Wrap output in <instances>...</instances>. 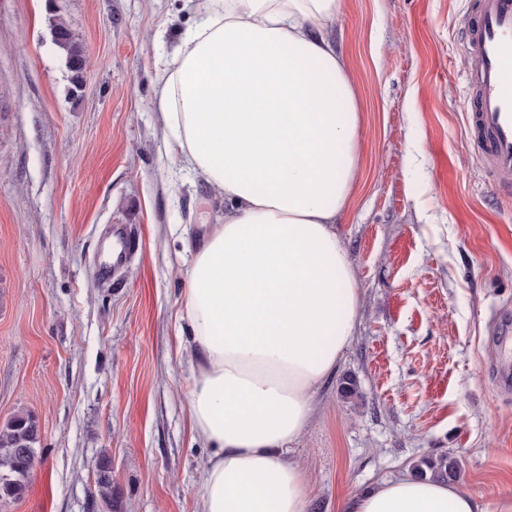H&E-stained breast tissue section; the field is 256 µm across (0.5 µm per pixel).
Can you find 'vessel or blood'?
<instances>
[{
	"mask_svg": "<svg viewBox=\"0 0 512 512\" xmlns=\"http://www.w3.org/2000/svg\"><path fill=\"white\" fill-rule=\"evenodd\" d=\"M467 48L475 60L472 127L488 170L512 184V0H478L467 23Z\"/></svg>",
	"mask_w": 512,
	"mask_h": 512,
	"instance_id": "vessel-or-blood-1",
	"label": "vessel or blood"
}]
</instances>
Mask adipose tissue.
I'll use <instances>...</instances> for the list:
<instances>
[{"instance_id":"obj_1","label":"adipose tissue","mask_w":512,"mask_h":512,"mask_svg":"<svg viewBox=\"0 0 512 512\" xmlns=\"http://www.w3.org/2000/svg\"><path fill=\"white\" fill-rule=\"evenodd\" d=\"M341 5L196 0L194 25L156 72L170 153L226 203L222 223L198 227L180 308L193 433L212 450L202 512L310 509L292 446L361 299L336 231L360 128L346 62L324 33ZM343 512H512V492L405 475L354 493Z\"/></svg>"}]
</instances>
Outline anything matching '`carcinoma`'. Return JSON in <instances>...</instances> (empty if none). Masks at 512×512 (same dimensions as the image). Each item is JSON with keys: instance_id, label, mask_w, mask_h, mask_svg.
I'll return each mask as SVG.
<instances>
[{"instance_id": "1", "label": "carcinoma", "mask_w": 512, "mask_h": 512, "mask_svg": "<svg viewBox=\"0 0 512 512\" xmlns=\"http://www.w3.org/2000/svg\"><path fill=\"white\" fill-rule=\"evenodd\" d=\"M53 43L66 55L72 73L71 92L76 94L84 85L86 59L81 45L69 28L61 21L52 24ZM40 433L35 417L27 411H19L0 424V505L23 497L27 491L32 470L42 463L39 448ZM99 467L103 475L96 485L106 503H112V467L102 459ZM459 472L457 460L446 455H431L421 458L413 465L418 477L430 475L437 479H452Z\"/></svg>"}]
</instances>
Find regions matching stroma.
Wrapping results in <instances>:
<instances>
[{
	"label": "stroma",
	"instance_id": "stroma-1",
	"mask_svg": "<svg viewBox=\"0 0 512 512\" xmlns=\"http://www.w3.org/2000/svg\"><path fill=\"white\" fill-rule=\"evenodd\" d=\"M476 0H342L326 33L361 108L354 189L336 231L357 330L294 443L310 512L445 453L464 491L512 488V192L470 120L463 24ZM84 47L70 93L52 42ZM189 0H0V421L34 414L44 460L7 512H201L178 320L183 227L224 202L167 155L153 80ZM115 224L134 239L98 279ZM359 396L343 399L344 377ZM112 463L115 503L95 491ZM53 43L66 55L68 68L72 73L71 92L77 94L84 85L86 59L81 45L75 40L69 28L62 21L52 24Z\"/></svg>",
	"mask_w": 512,
	"mask_h": 512
}]
</instances>
